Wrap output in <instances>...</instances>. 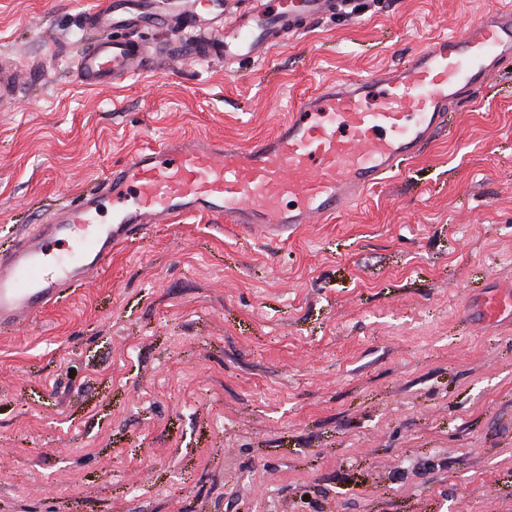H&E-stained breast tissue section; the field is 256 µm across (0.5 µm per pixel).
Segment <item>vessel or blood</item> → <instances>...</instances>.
Wrapping results in <instances>:
<instances>
[{"mask_svg":"<svg viewBox=\"0 0 512 512\" xmlns=\"http://www.w3.org/2000/svg\"><path fill=\"white\" fill-rule=\"evenodd\" d=\"M342 0H249L226 15L224 0H100L84 10L87 39L73 77L96 89L164 67L141 30L179 26L177 51L225 66L271 49L333 15ZM512 61V7L488 11L463 34L420 48L405 66L324 84L287 120L247 146L224 139H168L138 150L103 180L51 210L0 253V327L41 313L73 285H90L118 247L154 224L206 215L242 233L285 241L325 223L365 191L399 174L449 123L451 112ZM17 67L0 58V107L17 99ZM484 323L512 321V283L481 300Z\"/></svg>","mask_w":512,"mask_h":512,"instance_id":"b4317fda","label":"vessel or blood"}]
</instances>
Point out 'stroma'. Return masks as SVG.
Returning <instances> with one entry per match:
<instances>
[{"label":"stroma","mask_w":512,"mask_h":512,"mask_svg":"<svg viewBox=\"0 0 512 512\" xmlns=\"http://www.w3.org/2000/svg\"><path fill=\"white\" fill-rule=\"evenodd\" d=\"M95 0H0V250L133 152L247 143L499 0H351L265 64L75 84ZM512 65L405 171L286 242L194 215L0 329V512H512ZM17 66L0 58V108L12 105L17 99ZM481 316L485 324L512 321V283L494 288L481 300Z\"/></svg>","instance_id":"35a3bbf8"}]
</instances>
